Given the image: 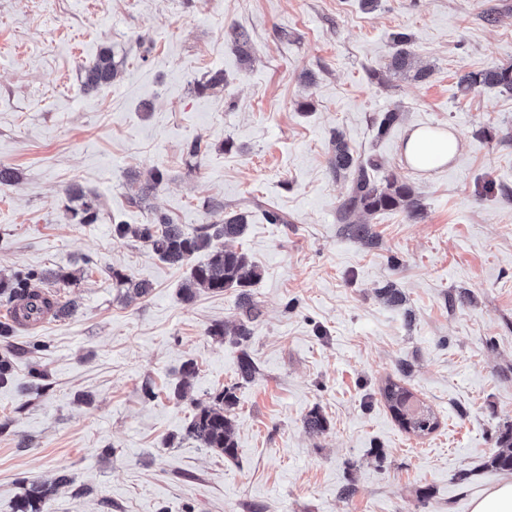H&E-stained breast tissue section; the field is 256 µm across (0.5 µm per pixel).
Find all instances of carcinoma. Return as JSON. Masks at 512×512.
<instances>
[{
    "label": "carcinoma",
    "instance_id": "carcinoma-1",
    "mask_svg": "<svg viewBox=\"0 0 512 512\" xmlns=\"http://www.w3.org/2000/svg\"><path fill=\"white\" fill-rule=\"evenodd\" d=\"M225 39L244 61L250 60L248 32L240 27L229 29ZM394 53L389 68L396 72L412 69V37L405 32L393 34ZM118 65L114 60L112 48L105 46L97 54L95 61L83 68L81 86L85 90L95 89L110 84L117 76ZM477 86L497 87L512 93V67L490 68L479 72H465L459 76L458 87L467 93ZM401 120V113L388 111L376 124V135L385 137L392 127ZM332 168L339 177L350 181L348 198L342 204V210L351 213L361 210L369 215L381 211L402 208L411 218H416L423 211V204L414 195L412 188L404 181L391 176L381 183L371 176L370 170L377 166L376 161H360L349 151L341 134L333 136ZM70 199L78 202L72 216L80 224H94L100 217L98 201L80 190L70 192ZM246 227V215L243 211L228 212L224 219L216 224H206L194 232H186L179 224L171 223L166 217L159 216L154 224H142L133 227L129 224H116L113 231L122 238L132 235L148 243L152 252L161 260L189 266V274L183 285V293L190 299L195 296V289L203 288L213 294H222L228 290L238 293V306L241 318L235 326V342L241 344L253 336L254 328L261 316V309L253 301L248 291L260 278L258 268L249 260L246 253L228 247L213 246L215 238L233 240L239 238ZM207 253L203 262L195 263L193 258ZM112 277L126 292L136 297L149 293V285L133 279L120 272ZM42 274L30 270L20 271L8 278H0V297H4L10 307L19 306L28 311V316L37 320L40 316L56 307L55 313L65 311L55 294L46 298L38 292L42 286ZM257 366L247 351H242L237 361V375L243 381L256 377ZM388 409L407 432L416 436H425L438 427V420L432 410L417 400L406 387L389 382L381 392ZM236 404L234 388L225 387L209 397L208 403L197 406L192 420L186 427L189 438L197 441L224 458L232 459L237 453V440L231 417ZM305 428L312 434H321L328 428V421L318 411L311 412L304 421ZM498 448L489 457L488 466L501 472L512 474V428L500 434ZM51 488L31 484L20 487L13 501V512H45Z\"/></svg>",
    "mask_w": 512,
    "mask_h": 512
}]
</instances>
